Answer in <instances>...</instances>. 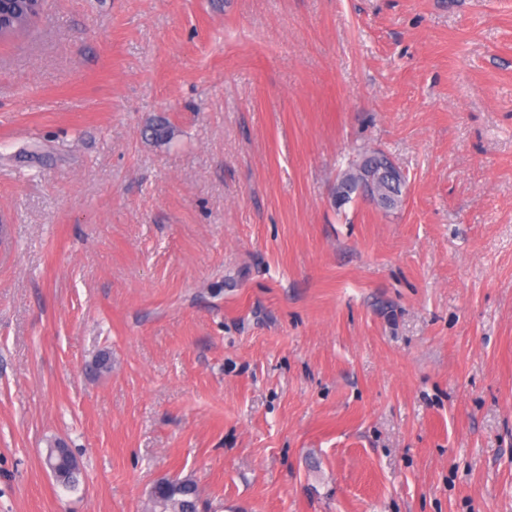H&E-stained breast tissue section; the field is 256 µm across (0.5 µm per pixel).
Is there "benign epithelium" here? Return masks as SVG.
<instances>
[{
	"label": "benign epithelium",
	"mask_w": 512,
	"mask_h": 512,
	"mask_svg": "<svg viewBox=\"0 0 512 512\" xmlns=\"http://www.w3.org/2000/svg\"><path fill=\"white\" fill-rule=\"evenodd\" d=\"M405 179L400 169L383 153L365 154L355 167V174L337 183L336 199L345 201L352 194L383 208L389 197L403 196Z\"/></svg>",
	"instance_id": "1"
}]
</instances>
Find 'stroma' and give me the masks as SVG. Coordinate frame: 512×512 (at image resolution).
I'll list each match as a JSON object with an SVG mask.
<instances>
[{
  "instance_id": "obj_1",
  "label": "stroma",
  "mask_w": 512,
  "mask_h": 512,
  "mask_svg": "<svg viewBox=\"0 0 512 512\" xmlns=\"http://www.w3.org/2000/svg\"><path fill=\"white\" fill-rule=\"evenodd\" d=\"M0 221V512H512V0H44ZM385 179L388 185L386 189L383 187ZM404 184V176L393 161L383 153L374 150L362 157L355 167L353 177L337 183L336 200L345 201L348 199V194L354 193L356 198H363L387 208L389 196H399L404 199ZM72 453L66 451L64 454L59 453L58 448L52 450V459L58 466L60 484L66 489L74 488L77 482V475L80 469H73L69 465V461L72 457ZM150 498L153 512H198L197 486L190 480L166 478L153 486Z\"/></svg>"
}]
</instances>
